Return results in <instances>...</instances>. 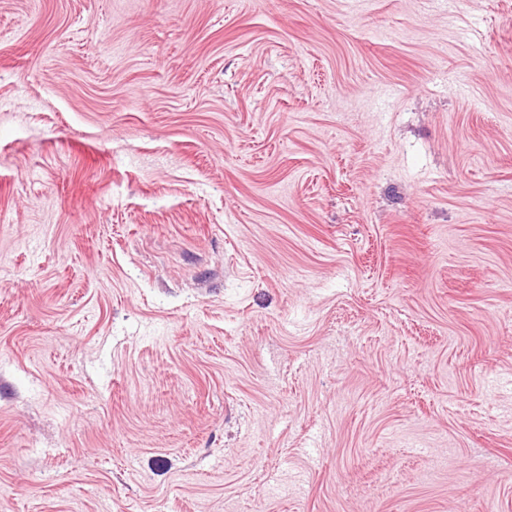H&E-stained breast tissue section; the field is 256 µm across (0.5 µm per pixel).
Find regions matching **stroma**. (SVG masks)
<instances>
[{
  "instance_id": "35a3bbf8",
  "label": "stroma",
  "mask_w": 512,
  "mask_h": 512,
  "mask_svg": "<svg viewBox=\"0 0 512 512\" xmlns=\"http://www.w3.org/2000/svg\"><path fill=\"white\" fill-rule=\"evenodd\" d=\"M0 512H512V0H0Z\"/></svg>"
}]
</instances>
